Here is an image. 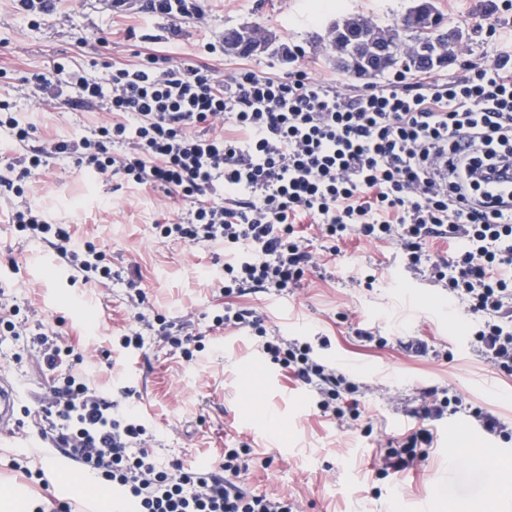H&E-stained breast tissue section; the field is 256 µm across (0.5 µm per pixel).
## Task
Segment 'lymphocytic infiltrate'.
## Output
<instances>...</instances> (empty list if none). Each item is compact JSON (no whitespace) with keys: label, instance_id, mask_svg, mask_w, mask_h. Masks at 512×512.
<instances>
[{"label":"lymphocytic infiltrate","instance_id":"lymphocytic-infiltrate-1","mask_svg":"<svg viewBox=\"0 0 512 512\" xmlns=\"http://www.w3.org/2000/svg\"><path fill=\"white\" fill-rule=\"evenodd\" d=\"M489 25L493 63H463L459 76L399 72L381 85L352 93L306 71L286 75L238 68L223 76L208 62L220 53L204 43L191 58L159 50L133 64L113 66L108 84L57 62L33 74L45 94L76 89L75 106L112 115L92 136L34 144L32 125L0 103V133L22 149L0 166V186L23 195L28 179L56 159L108 177L194 200L178 221L157 225L161 240L223 246L228 259L218 282L225 296L248 289L277 294L299 287L314 265L297 225L311 217L331 254L350 236L395 242L408 268L447 288L479 325L475 343L501 372L512 375V207L487 202L485 185L512 163V0L496 7ZM141 14L183 22L204 17L202 0H142ZM223 190L224 200L211 196ZM24 238L48 245L84 282L111 279L112 268L91 242H77L69 225L49 223L26 206L12 214ZM453 240L451 257L430 244ZM213 328L248 329L261 351L304 385L316 405L336 419L359 417L356 402L341 403L356 385L318 362L310 344L268 335L249 309L225 305ZM37 350L47 392L38 401L43 434L73 449L75 460L104 479L135 512H294L285 497L248 491L240 453L228 448L218 471L161 463L132 414L116 412L81 368L83 357L63 337L38 331ZM459 397L415 410L418 427L385 449L386 466L401 471L426 455V420Z\"/></svg>","mask_w":512,"mask_h":512}]
</instances>
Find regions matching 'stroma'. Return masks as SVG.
Segmentation results:
<instances>
[{"label":"stroma","instance_id":"stroma-1","mask_svg":"<svg viewBox=\"0 0 512 512\" xmlns=\"http://www.w3.org/2000/svg\"><path fill=\"white\" fill-rule=\"evenodd\" d=\"M494 0H435L446 27L460 30L449 72L463 62H490L494 47L481 27L497 20ZM409 0H206L201 22L182 24L178 36L163 18L148 21L130 12L113 15L107 0H65L61 13L30 24L0 0V101L29 117L42 141L90 134L107 113L71 106L72 90L58 98L34 94L24 79L53 61L89 70L100 83L110 63H133L143 35L172 57L222 39L225 29L251 26L274 39L249 56L219 55L223 74L248 65L273 74L295 67L352 91L364 77L344 71L327 41V23L338 15L362 16L389 28ZM136 38H127L128 29ZM298 50L295 63L283 48ZM41 208L49 222L71 225L77 240L93 242L113 270L137 266L142 297L116 282L73 280L66 264L43 246L25 241L11 222L21 203ZM186 202L135 187L123 175L99 178L60 160L32 176L23 197L0 196V287L30 325L61 333L84 356L91 382L119 405H134L149 443L165 460L198 467L219 463L225 447L245 449L241 479L256 493L288 497L299 512H423L431 494L444 506L476 505L478 512H504L512 489L488 494L485 474L472 455L489 435L473 408L498 416L512 430V375L499 372L473 350L475 317L453 304L446 288L409 269L388 241L350 237L339 256L308 229L315 266L300 288L284 297L249 289L229 301L263 316L285 340L310 343L327 365L349 370L358 385L362 414L344 422L320 412L314 391L271 364L246 329L209 330L224 307L223 292L209 276L224 262L221 248L164 243L159 222L177 220ZM154 311L204 332L193 361L147 341L144 350L122 349L117 338L137 327L138 314ZM374 332L361 341L356 329ZM428 345L427 354L407 351L408 338ZM0 374L17 385L20 402L41 396L45 379L37 356L12 336L0 341ZM460 395L458 409L429 421L432 446L410 469L383 474L382 448L402 441L415 427L412 409L431 402V389ZM22 437L0 443V489L27 505L39 487L9 467L25 452Z\"/></svg>","mask_w":512,"mask_h":512}]
</instances>
